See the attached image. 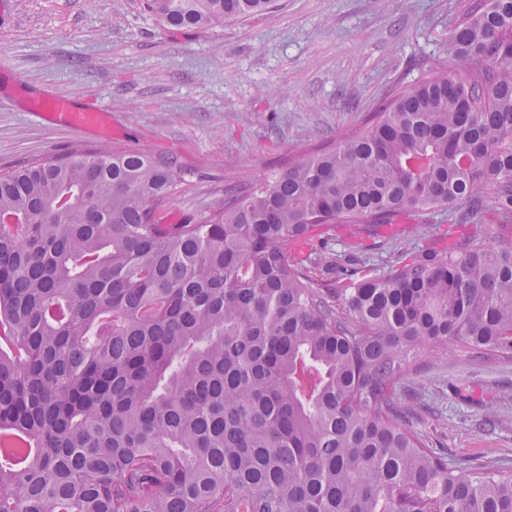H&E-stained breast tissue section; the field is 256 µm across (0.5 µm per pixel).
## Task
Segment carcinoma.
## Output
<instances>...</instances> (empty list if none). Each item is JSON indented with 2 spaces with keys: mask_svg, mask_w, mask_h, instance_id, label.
Returning a JSON list of instances; mask_svg holds the SVG:
<instances>
[{
  "mask_svg": "<svg viewBox=\"0 0 512 512\" xmlns=\"http://www.w3.org/2000/svg\"><path fill=\"white\" fill-rule=\"evenodd\" d=\"M272 0H148L211 29ZM177 162L75 150L0 174V512H512V469L450 462L396 388L405 357L512 359V0H478L448 68L336 143L164 224ZM494 224L391 271L296 248L411 213Z\"/></svg>",
  "mask_w": 512,
  "mask_h": 512,
  "instance_id": "cac0c4a2",
  "label": "carcinoma"
}]
</instances>
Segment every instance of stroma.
Segmentation results:
<instances>
[{
	"label": "stroma",
	"instance_id": "obj_1",
	"mask_svg": "<svg viewBox=\"0 0 512 512\" xmlns=\"http://www.w3.org/2000/svg\"><path fill=\"white\" fill-rule=\"evenodd\" d=\"M472 0H276L207 31L162 27L145 0H6L0 8V173L81 147L174 157L163 209L199 224L226 187L258 182L332 144L367 113L448 63V33ZM64 94L110 116L111 138L26 111ZM401 244L442 250L448 215L403 218ZM398 402L449 459L512 466V361L451 348L411 360ZM494 425H482L486 407Z\"/></svg>",
	"mask_w": 512,
	"mask_h": 512
}]
</instances>
